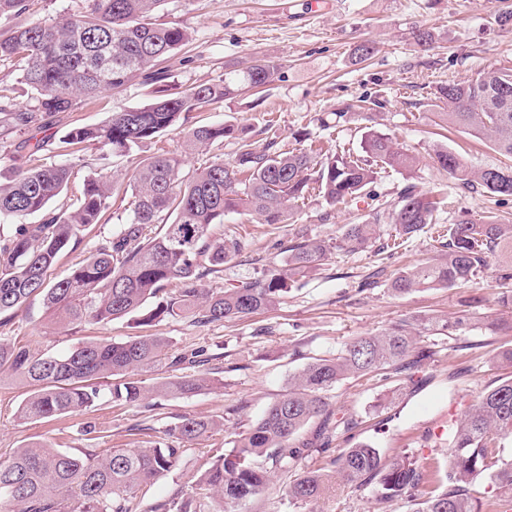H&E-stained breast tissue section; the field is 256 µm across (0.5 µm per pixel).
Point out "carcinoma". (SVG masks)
Returning <instances> with one entry per match:
<instances>
[{"mask_svg":"<svg viewBox=\"0 0 512 512\" xmlns=\"http://www.w3.org/2000/svg\"><path fill=\"white\" fill-rule=\"evenodd\" d=\"M167 0H92L85 11L58 22L16 26L0 32V58L18 60L21 84L34 93L36 105L20 108L0 95V136L42 128L44 118L67 112L80 102L93 103L107 91L139 80L152 88L151 100L113 112L103 122L76 126L65 143L82 150L93 145L123 155L182 124L186 117L245 89L270 82L278 64L255 58L236 77L194 84L174 94L162 85L157 66L189 42V33L174 22L158 23L155 14ZM448 111V124L487 138L500 154L512 158V68L491 67L471 79L437 89ZM234 134L224 124L202 125L187 134L190 147H208ZM362 154L323 156L309 148L284 151L271 134L261 145L243 138L230 162L216 159L182 176V160L161 153L150 157L129 178V218L120 231L98 240L89 255L64 278L51 281L48 271L60 253L74 249L110 208L109 180L93 177L83 186L72 210L51 211L49 204L68 185L70 166L48 163L40 155L7 183L0 182V222H18L0 240V314L31 299L41 300L52 317L78 326L109 323L135 316L142 327L164 319L190 318L205 325L247 317L279 303L288 282L315 271L331 245L300 233L281 264L235 288L201 287L205 273L218 272L240 251L238 242L208 239V227L227 212L257 217L264 224H284L291 203L313 187L333 204L366 195L376 169L390 167L411 176L416 158L387 134L364 132ZM439 169L464 188L481 186L493 195L512 197V166L474 168L446 150L435 152ZM444 206L440 195L406 184L391 202L373 209V221L347 224L336 247L365 250L377 241L381 223L395 226L408 239L436 221ZM38 224H24L29 216ZM444 253L433 263L399 272L390 290L405 295L424 288L465 285L485 269L502 247L512 248V224L487 215L465 214L446 228ZM176 281L173 292L166 286ZM463 318L393 323L376 334L355 336L332 357H313L232 449L212 451L208 466L195 477L192 492H178L150 512H238V507L265 492L271 470L290 472L308 444L298 440L312 422L324 444L339 428L355 423L336 418L329 393L349 377L403 373L435 352L418 348L421 338L437 331H460ZM171 342L146 334L126 342L84 337L65 355L40 354L19 341L0 339V374L8 372L33 391L17 408L24 422L54 420L102 403L141 405L152 397H191L213 380L206 376L167 375L146 386L132 377L139 368L163 360L176 368L192 364L199 352L169 354ZM117 382L104 389L98 380ZM222 426L205 417L185 416L167 435L192 441ZM512 441V376L483 393L449 434L448 466L402 453L385 459L369 443H357L334 460L335 473L358 488L376 483L382 503L415 497L425 490L416 512H512V462L503 449ZM182 449L170 444L149 448H83L71 452L43 444H26L0 461V512H132L131 500L142 486L174 469ZM329 474L309 469L288 484V497L314 502ZM486 481L499 495L478 498L474 486Z\"/></svg>","mask_w":512,"mask_h":512,"instance_id":"cac0c4a2","label":"carcinoma"}]
</instances>
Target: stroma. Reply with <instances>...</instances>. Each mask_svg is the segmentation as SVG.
I'll return each mask as SVG.
<instances>
[{
    "label": "stroma",
    "instance_id": "obj_1",
    "mask_svg": "<svg viewBox=\"0 0 512 512\" xmlns=\"http://www.w3.org/2000/svg\"><path fill=\"white\" fill-rule=\"evenodd\" d=\"M85 5L86 0H28L22 16L0 19V29L50 23ZM504 12H512V0H170L159 12V21L178 23L190 35L189 42L162 65L173 90L238 73L257 57L279 64L265 87L192 113L191 125L238 126L260 143L273 131L286 149L295 148L297 137L304 134L313 148L328 155L359 152L363 133L372 128L388 134L418 159L410 176L389 168L379 170L373 193L392 200L409 182L425 192L443 184L448 205L438 225L425 227L398 249L380 252L372 247L350 253L333 248L320 268L292 283L274 308L205 326L165 320L146 330L167 337L173 352H204L206 362L198 371L219 379L220 384L194 397L161 399L149 409L104 405L94 412L22 423L15 412L30 389L1 374L0 458L31 442L71 451L89 444L142 448L167 442L168 426L181 417L223 420V430L188 442L176 468L136 492V512H148L175 491L190 493L195 476L210 460L211 448L227 443L230 433L246 431L285 393L290 379L310 358L336 354L349 338L378 333L401 320L465 315L469 324L464 331L425 337L424 348L435 356L412 368L410 376L368 375L345 380L332 391L337 415L356 420L357 425L338 432L329 447L309 452L297 462L300 471L312 466L331 473L317 502L289 501V479L278 472L265 494L241 509L414 512L415 504L409 499L382 503L374 488L361 490L335 477L332 461L341 449L360 441L373 443L386 457L408 452L447 460L449 424L463 418L478 396L506 374L498 365V355L503 342L512 341V305L503 301L512 295V281H500L498 271L512 266L511 253L497 252L488 267L462 287L405 296L389 289L401 270L435 258L441 226L456 222L461 213L477 219L492 211L512 222V199L501 201L481 189L464 190L434 164L439 149L458 153L477 167L507 162L486 140L443 124L438 114L445 106L435 97L441 84L466 80L489 67H512V27L506 29L497 22ZM418 28L432 33L431 49L414 42L412 32ZM365 40L375 42L378 51L359 63L353 50ZM362 98L375 102L370 117L346 113V106ZM147 99V87L133 82L95 103L52 114L44 129L12 135L9 145L0 147V181L11 180L27 168L39 141L52 140L48 160L71 166L68 189L54 200V208L72 207L87 178L113 176L112 209L92 227L93 235L104 236L120 227L116 215L125 208L127 176L139 162L164 152L180 156L184 172L191 174L214 158L234 159L237 141L233 138L187 151L183 127L127 156L92 146L75 156L62 144L69 128L100 123L111 112ZM371 209L367 198L333 205L313 190L291 204L284 224H261L247 216L225 214L223 223L210 225L208 235L222 242L240 241L242 249L225 261L221 272L206 275L202 284L217 290L237 286L256 277L262 268L281 263L296 233L333 242L345 225L360 223ZM146 331L129 317L108 324L66 326L51 319L37 299L0 319V336L54 355L69 352L82 336L120 342ZM411 378L419 380V388L408 386ZM90 424L98 430L91 443L83 435Z\"/></svg>",
    "mask_w": 512,
    "mask_h": 512
}]
</instances>
